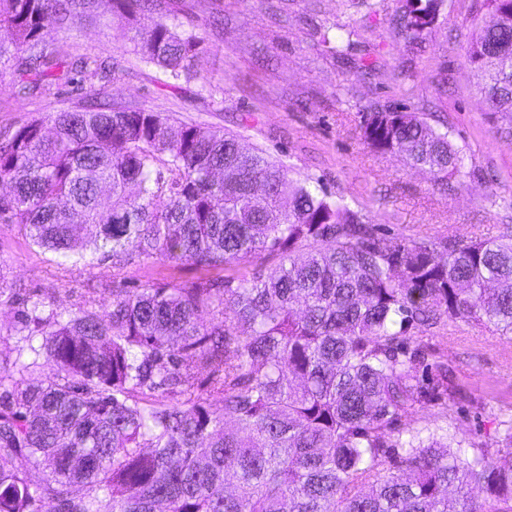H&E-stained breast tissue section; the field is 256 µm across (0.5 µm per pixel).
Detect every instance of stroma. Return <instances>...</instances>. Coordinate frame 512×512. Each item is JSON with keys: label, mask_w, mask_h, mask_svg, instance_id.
<instances>
[{"label": "stroma", "mask_w": 512, "mask_h": 512, "mask_svg": "<svg viewBox=\"0 0 512 512\" xmlns=\"http://www.w3.org/2000/svg\"><path fill=\"white\" fill-rule=\"evenodd\" d=\"M481 2L446 0L416 49L391 23L401 0H287L277 24L268 20L264 0H194L182 27L201 39L204 52L190 78L178 81L116 35L109 0H99L93 20L76 30L51 27L44 38L66 42L70 60L112 61V82L97 103L240 133L245 146L289 165L292 177L310 178L360 207L385 235L470 240L512 235V114L487 109L465 58L484 14ZM322 25L348 30L356 57L372 62L374 72L338 62L319 42ZM13 83L12 70H0V141L86 96L77 80L48 99L16 97ZM404 105L448 132L464 158V176L439 183L403 157L363 142L365 112ZM0 270L15 289L13 298L0 301V337L11 344L29 295L45 293L56 306L74 310L89 299L110 303L118 276L140 289L152 282L189 284L202 275L186 262L135 264L118 275L108 258L67 272L15 224H0ZM427 336L436 362L453 373L457 399L444 411L413 406L398 429L442 427L498 457V423L512 415V338L490 325L448 320Z\"/></svg>", "instance_id": "35a3bbf8"}]
</instances>
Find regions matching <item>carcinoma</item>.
<instances>
[{
	"label": "carcinoma",
	"instance_id": "cac0c4a2",
	"mask_svg": "<svg viewBox=\"0 0 512 512\" xmlns=\"http://www.w3.org/2000/svg\"><path fill=\"white\" fill-rule=\"evenodd\" d=\"M93 4L0 0V66L17 94L55 95L67 51L43 33L75 28ZM484 4L467 63L488 110L512 112V0ZM112 5L141 60L191 76L201 41L172 21L192 0ZM393 25L416 47L428 33L406 3ZM320 42L372 70L342 29ZM361 133L437 180L462 173L448 133L406 107L366 113ZM288 173L239 134L85 101L0 144V223L60 264L107 255L216 273L117 287L97 309L24 300L22 344L0 349L12 360L0 366V512H512V418L499 461L448 434L392 437L410 407L454 399L447 368L420 373L433 352L409 328L446 318L512 335V236L388 237ZM263 255L277 263L235 271ZM43 366L53 378L36 376ZM190 370L206 373V393L187 386Z\"/></svg>",
	"mask_w": 512,
	"mask_h": 512
}]
</instances>
